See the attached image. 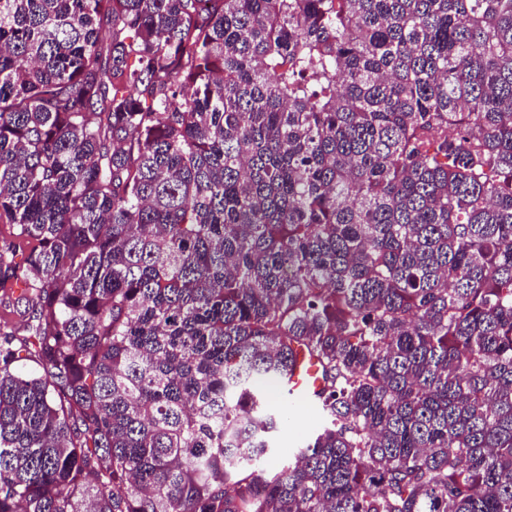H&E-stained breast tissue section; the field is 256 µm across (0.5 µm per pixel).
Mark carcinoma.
Masks as SVG:
<instances>
[{"mask_svg":"<svg viewBox=\"0 0 512 512\" xmlns=\"http://www.w3.org/2000/svg\"><path fill=\"white\" fill-rule=\"evenodd\" d=\"M0 223V512H512V0H0ZM319 387V370L315 362L301 359L298 367L288 379L290 393L303 398L315 393ZM321 422V416L315 407H299L295 410L293 417L290 419L289 424L285 428L284 437H283V448L285 455H280L279 460L287 461L288 460V448L293 440V438L307 430H311L315 428Z\"/></svg>","mask_w":512,"mask_h":512,"instance_id":"carcinoma-1","label":"carcinoma"}]
</instances>
